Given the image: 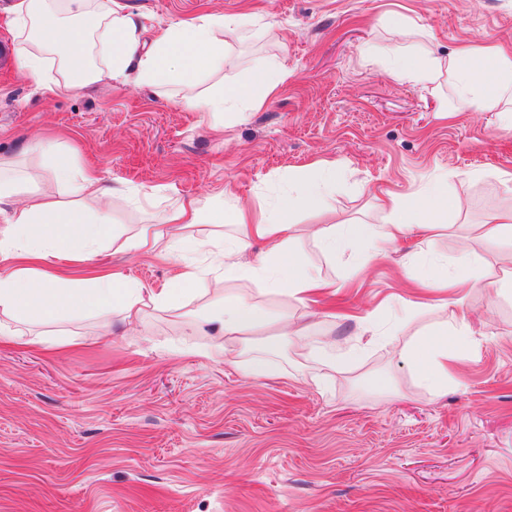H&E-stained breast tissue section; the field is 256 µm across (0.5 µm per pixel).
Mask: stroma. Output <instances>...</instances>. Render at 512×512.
I'll use <instances>...</instances> for the list:
<instances>
[{"instance_id": "obj_1", "label": "stroma", "mask_w": 512, "mask_h": 512, "mask_svg": "<svg viewBox=\"0 0 512 512\" xmlns=\"http://www.w3.org/2000/svg\"><path fill=\"white\" fill-rule=\"evenodd\" d=\"M130 2L155 26L256 18L229 47L234 66L202 74L199 92L244 82L271 59L290 75L260 111L219 130L171 86L99 84L47 99L14 70L10 0H0V161L27 174L29 195L54 187L53 160L33 149L51 139L75 171H97L106 185L161 187L148 207L114 201L119 233L162 221L180 197L228 205L227 187L245 202H276L289 172L319 160L336 164L335 221L384 223L374 189L404 196L442 175L463 209L449 229L406 237L365 267L352 251L321 250L305 230L319 216L294 215L293 248L341 287L332 311L227 281L229 294L304 324L332 352L359 345L342 372H320L269 329L250 336L243 361L212 360L211 338L186 328L184 313L198 304L191 294L178 310L148 311L132 331L109 313L65 314L51 328L78 334L77 348L0 343V512H512V287L458 305L449 291L412 285L427 264L455 257L465 225L512 209V125L495 112L458 111L448 85L434 93L388 73L401 52L512 50V0ZM392 12L404 30L388 23ZM96 262L148 288L170 285L177 271L168 256L116 242ZM411 305L398 344L462 314L471 326L447 391L433 393L354 321L389 326ZM252 357L273 374L248 375ZM376 374L387 390L369 386Z\"/></svg>"}]
</instances>
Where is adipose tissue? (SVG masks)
I'll return each instance as SVG.
<instances>
[{
    "instance_id": "ef3b65f1",
    "label": "adipose tissue",
    "mask_w": 512,
    "mask_h": 512,
    "mask_svg": "<svg viewBox=\"0 0 512 512\" xmlns=\"http://www.w3.org/2000/svg\"><path fill=\"white\" fill-rule=\"evenodd\" d=\"M10 12L17 28V67L48 97L78 93L102 82L152 85L167 79L184 89L181 104L186 110L214 115L226 112L242 120L259 110L289 76L280 61L271 60L259 66L247 82L213 94L196 92L201 72L223 69L228 62L229 39H241L248 33L253 21L249 15L179 19L157 29L128 0H63L59 10L48 0H13ZM100 54L106 56V64H97ZM51 68L57 70V78L47 77ZM389 74L432 90L442 80H449L458 102L479 112H499L512 104V53L495 45L462 47L446 58L398 53L391 60ZM54 181L75 196L73 205H63L49 194L22 203L18 197L25 190V180L0 163V338L32 345L36 341L28 327L58 320L73 310L115 309L131 328L143 320L147 309H173V288H143L93 263L112 230V213L102 203L104 196L144 204L157 195V187L117 185L106 194L95 174L73 179L64 159L54 169ZM335 191V163L318 161L289 174L288 192L275 206L239 204L226 211L208 212L200 201L179 202L162 223L133 225L121 246L144 255L177 257L176 284L196 281L193 259L206 253L213 264L223 267L225 275L278 287L308 307L331 309L337 295L334 284L304 265L290 243L296 232L292 215L327 213ZM379 201L387 215L385 223L317 225L313 235L323 251L332 256L367 247L376 256L401 238L446 225L449 212L459 209L444 180L407 197L387 192ZM203 222L231 225L223 247H215L206 235H183V227ZM255 241L266 243L265 258L257 265L238 264L237 254ZM416 285L451 288L460 294L480 288L496 294L503 283L487 278L476 249L467 243L458 251L450 272L430 267ZM191 319L192 332L214 338L208 355L220 362L234 361L244 336L271 322L279 335L300 339L301 349L309 351L321 367L335 370L355 362L354 353L338 356L325 352L306 341L305 326L283 319L271 321L261 305L228 295L219 287L192 311ZM359 323L371 342L390 345L393 358L407 363L436 393L447 389L451 378L448 364L472 336L466 318L460 317L451 324L426 327L413 341L398 347L392 343L394 328L365 317Z\"/></svg>"
}]
</instances>
